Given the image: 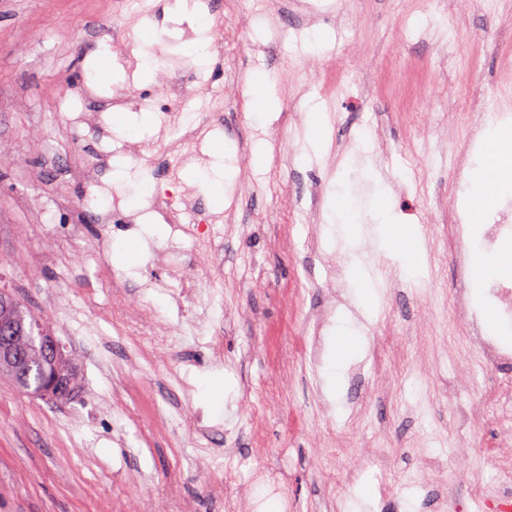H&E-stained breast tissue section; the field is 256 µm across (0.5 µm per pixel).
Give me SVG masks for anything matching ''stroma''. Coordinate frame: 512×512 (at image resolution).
Masks as SVG:
<instances>
[{
    "label": "stroma",
    "mask_w": 512,
    "mask_h": 512,
    "mask_svg": "<svg viewBox=\"0 0 512 512\" xmlns=\"http://www.w3.org/2000/svg\"><path fill=\"white\" fill-rule=\"evenodd\" d=\"M328 2L0 0V290L78 377L64 401L0 380V512H495L512 498V364L480 343L512 325L457 267L512 185L487 182L492 208L463 239L439 222L469 211L493 115L512 113V0ZM268 24L299 45L270 42ZM126 39L142 49L131 72ZM172 57L191 62L180 120L202 138L185 184L224 215L184 242V318L162 288L172 229L146 216L165 164L193 150L153 103ZM260 71L273 108L258 116ZM89 138L106 149L98 187L65 173ZM343 322L365 346L336 378Z\"/></svg>",
    "instance_id": "1"
}]
</instances>
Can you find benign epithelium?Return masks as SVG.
Listing matches in <instances>:
<instances>
[{
    "mask_svg": "<svg viewBox=\"0 0 512 512\" xmlns=\"http://www.w3.org/2000/svg\"><path fill=\"white\" fill-rule=\"evenodd\" d=\"M21 333L22 330L12 318H0V360L8 362L23 379L38 377L41 380L40 395L52 399L68 397L73 388L72 383L57 374L45 375L44 365L55 362L59 354L56 338L47 331L36 337L39 361L34 363L29 353L17 344Z\"/></svg>",
    "mask_w": 512,
    "mask_h": 512,
    "instance_id": "obj_1",
    "label": "benign epithelium"
}]
</instances>
